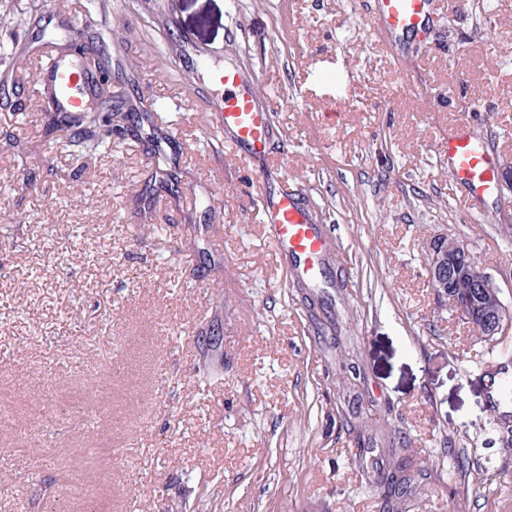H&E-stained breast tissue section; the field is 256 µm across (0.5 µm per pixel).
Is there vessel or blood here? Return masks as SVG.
<instances>
[{
  "instance_id": "vessel-or-blood-1",
  "label": "vessel or blood",
  "mask_w": 512,
  "mask_h": 512,
  "mask_svg": "<svg viewBox=\"0 0 512 512\" xmlns=\"http://www.w3.org/2000/svg\"><path fill=\"white\" fill-rule=\"evenodd\" d=\"M431 5L432 0H375L377 16L385 29L406 37L424 32ZM201 67L206 79L224 91L217 117L220 131L228 134L232 147L248 167L264 172L272 135L271 107L260 104L246 87L247 82H259L260 73L247 79L238 69L206 60ZM34 81L52 97L56 107L78 112L90 103L87 89L92 85V69L85 58L55 59L49 67L36 72ZM447 154L448 167L458 184L476 195L492 192L500 166L496 152L463 130L449 138ZM261 209L266 234L279 254L293 262L294 279L307 284L322 281L324 259L331 245L308 211L285 189L265 192Z\"/></svg>"
}]
</instances>
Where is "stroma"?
I'll return each instance as SVG.
<instances>
[{
  "label": "stroma",
  "instance_id": "1",
  "mask_svg": "<svg viewBox=\"0 0 512 512\" xmlns=\"http://www.w3.org/2000/svg\"><path fill=\"white\" fill-rule=\"evenodd\" d=\"M434 2L426 39L387 46L374 0H0L20 80L0 105V512H385L361 469L381 451L342 417L341 359L213 130L200 52L262 73L270 164L332 241L344 287L321 294L360 344V402L407 441L413 512H512V428L484 395L512 329L479 336L427 278L429 242L457 238L512 309V0ZM74 27L153 107L92 157L47 134L33 86ZM462 127L502 158L493 194L448 171Z\"/></svg>",
  "mask_w": 512,
  "mask_h": 512
}]
</instances>
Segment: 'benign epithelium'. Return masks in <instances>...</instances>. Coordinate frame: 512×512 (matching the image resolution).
Here are the masks:
<instances>
[{
	"label": "benign epithelium",
	"instance_id": "obj_1",
	"mask_svg": "<svg viewBox=\"0 0 512 512\" xmlns=\"http://www.w3.org/2000/svg\"><path fill=\"white\" fill-rule=\"evenodd\" d=\"M432 259L428 267L431 285L438 288H467L460 295L455 310L477 332L486 337L496 336L507 327H512V312L504 308L486 310L474 305V295L486 291L498 293L493 281L480 270L470 250L462 241L448 246V236L437 237L431 243Z\"/></svg>",
	"mask_w": 512,
	"mask_h": 512
}]
</instances>
